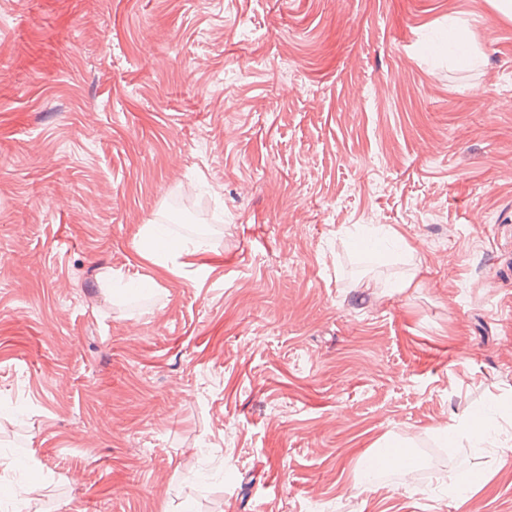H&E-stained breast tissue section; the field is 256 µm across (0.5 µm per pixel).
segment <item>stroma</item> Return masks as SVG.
I'll return each mask as SVG.
<instances>
[{
  "instance_id": "stroma-1",
  "label": "stroma",
  "mask_w": 512,
  "mask_h": 512,
  "mask_svg": "<svg viewBox=\"0 0 512 512\" xmlns=\"http://www.w3.org/2000/svg\"><path fill=\"white\" fill-rule=\"evenodd\" d=\"M190 188L203 254L160 223ZM11 401L0 485L41 488L0 512H512V17L0 0ZM387 443L415 467L361 486ZM489 431L490 428L484 422L464 413L456 424L448 427V441L451 443L458 437L466 438L473 443V448H481Z\"/></svg>"
}]
</instances>
